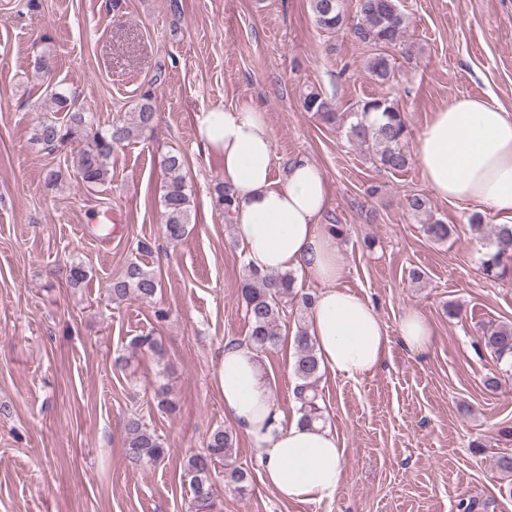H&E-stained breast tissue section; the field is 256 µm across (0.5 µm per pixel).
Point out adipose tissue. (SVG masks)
I'll return each instance as SVG.
<instances>
[{"instance_id":"adipose-tissue-1","label":"adipose tissue","mask_w":512,"mask_h":512,"mask_svg":"<svg viewBox=\"0 0 512 512\" xmlns=\"http://www.w3.org/2000/svg\"><path fill=\"white\" fill-rule=\"evenodd\" d=\"M193 122L202 149L222 159L219 179L233 196L228 220L246 263L323 284L307 325L321 369L353 380L375 373L391 339L373 304L340 285L343 256L334 225L323 221L321 168L299 155L275 173L266 117L253 104L210 108ZM414 158L437 197L477 204L512 225V113L482 98H453L418 134ZM219 387L224 417L248 438L264 484L294 502L334 497L343 470L336 433L274 402L247 343L225 341Z\"/></svg>"}]
</instances>
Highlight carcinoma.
I'll return each instance as SVG.
<instances>
[{"label": "carcinoma", "mask_w": 512, "mask_h": 512, "mask_svg": "<svg viewBox=\"0 0 512 512\" xmlns=\"http://www.w3.org/2000/svg\"><path fill=\"white\" fill-rule=\"evenodd\" d=\"M315 24L327 32L348 30L356 40L374 48L365 61V70L375 81L386 83L394 77L395 61L387 50L401 43L407 27V18L397 9V0H356L357 21L347 22L343 0H310ZM52 111L63 113L58 119H46L34 129V140L51 149L69 143H83L78 151L76 176L86 186L94 187L109 181L112 156L117 149L143 137L152 130L156 118L154 89L140 93L134 111L128 119H116L111 125L98 126L79 98L71 92H61L57 87L47 89ZM306 112L319 115L332 124L338 113L319 92H308L302 102ZM351 119L347 130L354 143L363 146L376 166L397 172L406 169L412 160L407 149L408 124L403 110L387 98H370L347 113ZM185 161L179 154H169L163 161L161 203L163 207V234L173 243L181 241L190 224V194L187 192L183 170ZM407 209L415 216H425V233L434 242H445L452 235L450 225L433 219L429 200L420 194L407 198ZM468 229L477 241H488L482 266L486 274L500 276L505 273V263L512 261V226L499 224L487 230L481 216L469 218ZM87 266L81 261L69 265L68 280L78 287L86 280ZM159 279L152 270L138 263L129 264L122 274L107 288L112 301L123 302L132 297L150 301L155 296ZM241 296L249 323L248 343L258 352L276 348L280 342V321L288 306L310 310L315 298L296 288V277L291 271L261 273L244 266ZM296 353L293 374L296 379L294 397L300 402L299 412L308 422L324 420L323 407L318 403L320 364L315 345L307 328L297 327ZM481 343L498 361L512 370V323L500 324L483 332ZM125 454L134 463L157 464L164 460L167 449L150 431L141 418L132 415L124 423ZM233 432L221 426L213 429L204 448L191 454L184 463V477L192 492L194 512H205L213 507V472L216 465L224 463L233 452ZM224 481L243 492L252 481L249 470L230 467L224 471Z\"/></svg>", "instance_id": "1"}]
</instances>
